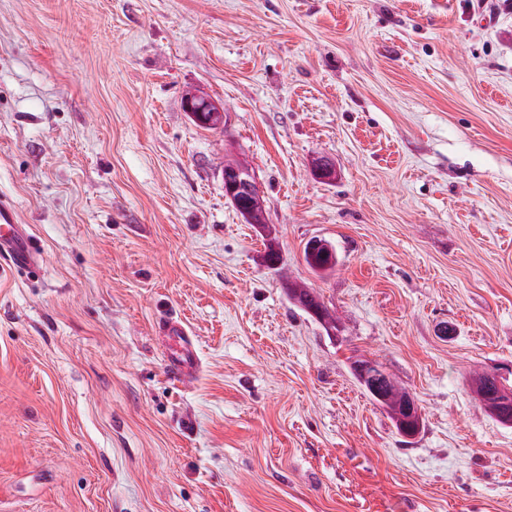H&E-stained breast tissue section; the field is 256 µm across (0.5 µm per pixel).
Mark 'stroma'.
<instances>
[{"mask_svg":"<svg viewBox=\"0 0 512 512\" xmlns=\"http://www.w3.org/2000/svg\"><path fill=\"white\" fill-rule=\"evenodd\" d=\"M0 200L40 253L0 261V512H512V426L470 386L512 380V0H0ZM257 178L252 172L236 173L233 176L225 177V192L228 200L238 212V205L231 200L237 201L240 198H257ZM231 200H230V199ZM332 245V249H331ZM331 245L323 240V239H313L310 244V250L313 253H320L321 255L330 254L332 251V255L330 259L326 260L322 264H320L315 257L309 251V243L305 245L303 254L304 260L308 268L319 276H327L336 271V267L339 264V258L336 252V247L331 243ZM288 284V296L290 299H295L296 304L301 307L308 314L310 310L316 309L322 311L327 319H330L329 311L324 305L320 294L312 288H304L296 284ZM159 336L170 347L169 370L179 382L194 378L199 370L196 351L187 328L180 322L167 318L158 327ZM400 426L402 433L407 437H411L413 432L421 426V412L411 394H408L405 399L403 414L400 417Z\"/></svg>","mask_w":512,"mask_h":512,"instance_id":"stroma-1","label":"stroma"}]
</instances>
